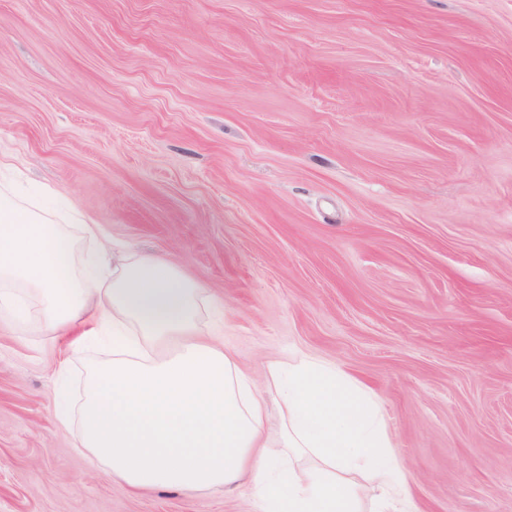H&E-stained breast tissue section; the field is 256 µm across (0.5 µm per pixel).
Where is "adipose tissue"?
<instances>
[{"label":"adipose tissue","mask_w":512,"mask_h":512,"mask_svg":"<svg viewBox=\"0 0 512 512\" xmlns=\"http://www.w3.org/2000/svg\"><path fill=\"white\" fill-rule=\"evenodd\" d=\"M201 286L169 259L113 246L72 208L0 188V329L108 340L87 368L79 447L134 491L192 498L249 480L255 512H373L409 503L375 394L321 360L267 365L263 384L223 341L201 334ZM278 415L277 431L267 428Z\"/></svg>","instance_id":"ef3b65f1"}]
</instances>
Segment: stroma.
I'll return each instance as SVG.
<instances>
[{
    "label": "stroma",
    "instance_id": "1",
    "mask_svg": "<svg viewBox=\"0 0 512 512\" xmlns=\"http://www.w3.org/2000/svg\"><path fill=\"white\" fill-rule=\"evenodd\" d=\"M0 178L169 258L242 369L376 395L417 512H512V0H0ZM0 331V512L135 493L53 416L97 345Z\"/></svg>",
    "mask_w": 512,
    "mask_h": 512
}]
</instances>
